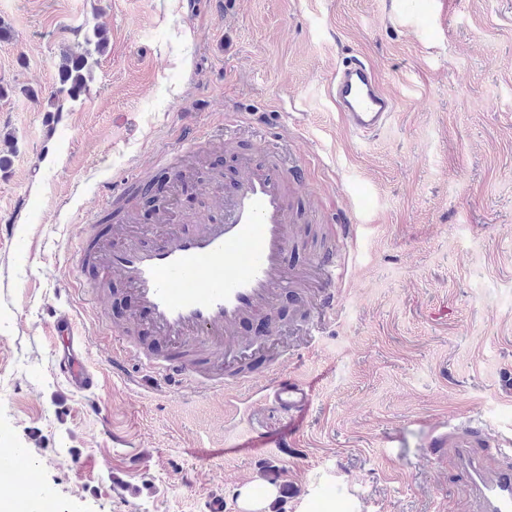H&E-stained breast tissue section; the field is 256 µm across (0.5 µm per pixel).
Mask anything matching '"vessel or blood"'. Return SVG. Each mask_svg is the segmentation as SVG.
<instances>
[{
  "mask_svg": "<svg viewBox=\"0 0 512 512\" xmlns=\"http://www.w3.org/2000/svg\"><path fill=\"white\" fill-rule=\"evenodd\" d=\"M336 106L345 127L365 136L387 124L395 102L370 65L354 57L336 72ZM252 146L269 159L259 163L251 152L241 153L239 176L224 194L218 222H198L148 244L140 241L146 231L142 225L132 231L116 224L103 237L87 225L79 239L80 264L93 268L99 284L120 279L133 320L153 331V347L120 344L110 361L113 375H125L133 361L145 376L176 391H221L228 397L253 390L258 376H269L275 401L299 413L309 408L312 390L284 373L288 354L275 350L270 341L277 332L274 316L283 294L294 291L307 309L301 324L304 341L323 335L336 311V283L343 266L335 253L322 254L315 271L323 288L308 299L307 275L291 269L286 257L295 240L290 190L309 181L310 169L286 163L282 140L262 138ZM262 322L268 325L266 335H242L245 325ZM51 333L63 346L60 373L76 390L96 386L97 376L83 360L85 341L75 332L70 314H57ZM490 446L505 459L493 470L477 454ZM450 451L480 512H512L511 440L493 438L487 424L468 418L436 426L424 457L436 467Z\"/></svg>",
  "mask_w": 512,
  "mask_h": 512,
  "instance_id": "b4317fda",
  "label": "vessel or blood"
}]
</instances>
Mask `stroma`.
Masks as SVG:
<instances>
[{"label":"stroma","mask_w":512,"mask_h":512,"mask_svg":"<svg viewBox=\"0 0 512 512\" xmlns=\"http://www.w3.org/2000/svg\"><path fill=\"white\" fill-rule=\"evenodd\" d=\"M97 27L88 90L59 95L61 53ZM348 56L396 103L368 136L332 93ZM228 111L272 120L311 170L288 265L332 238L346 270L324 336L305 346L279 321L286 370L313 386L298 418L264 383L228 406L112 376L130 322L100 307L126 296L79 277L82 224L160 154L194 172L158 191L177 225L220 216L209 182L230 187L238 158L220 141L186 152L181 123ZM0 216V441L27 448L33 469L9 482L41 481L49 512H200L211 493L238 512L247 482L277 488L269 512H479L453 466L421 456L436 425L471 415L512 439V0H0ZM59 311L95 389L55 368Z\"/></svg>","instance_id":"35a3bbf8"}]
</instances>
